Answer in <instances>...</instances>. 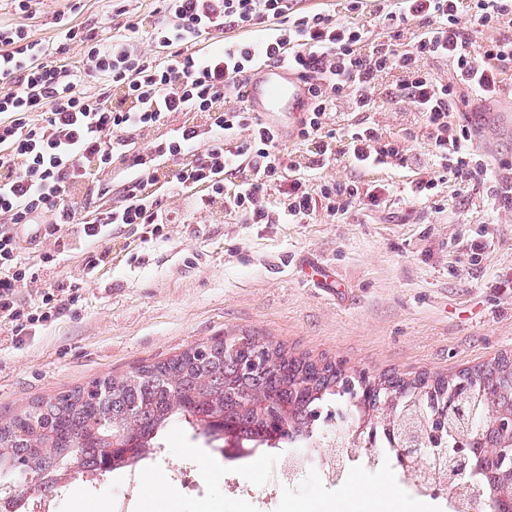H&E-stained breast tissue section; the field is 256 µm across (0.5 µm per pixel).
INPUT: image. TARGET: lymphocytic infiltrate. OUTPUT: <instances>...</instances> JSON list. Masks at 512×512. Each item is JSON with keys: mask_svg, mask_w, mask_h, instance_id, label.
Segmentation results:
<instances>
[{"mask_svg": "<svg viewBox=\"0 0 512 512\" xmlns=\"http://www.w3.org/2000/svg\"><path fill=\"white\" fill-rule=\"evenodd\" d=\"M163 3L151 23L113 6L123 32L108 38L56 14L53 45L0 23V322L21 332L51 321L80 288L76 279L58 284L24 309L20 286L39 280L54 256L22 259L13 232L21 224L42 225L58 247L83 240L89 275L104 263L112 229L139 225L157 235L179 223L172 195L245 224H309L320 213L339 222L393 196L369 173L414 166L431 174L413 188L422 201L454 184L483 224L495 205H512V171L490 169L457 118L464 94L504 93L512 0H338L331 13L297 0ZM224 30L246 37L202 49ZM142 32L154 52L138 48ZM73 47L77 68L63 59ZM262 62L288 64L306 79L311 105L296 142L312 155L284 151L246 106L244 83ZM90 81L100 86L92 96ZM384 104L422 119V150L385 135L372 117ZM34 112L40 123H31ZM184 112L195 122L171 126ZM343 159L356 177L319 179ZM111 172L122 177L121 204L91 211L101 175Z\"/></svg>", "mask_w": 512, "mask_h": 512, "instance_id": "obj_1", "label": "lymphocytic infiltrate"}]
</instances>
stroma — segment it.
<instances>
[{
    "mask_svg": "<svg viewBox=\"0 0 512 512\" xmlns=\"http://www.w3.org/2000/svg\"><path fill=\"white\" fill-rule=\"evenodd\" d=\"M108 28L105 0H43L37 14L0 0V22L33 38L56 37L55 14ZM181 215L164 236L138 226L113 231L108 263L85 278L75 306L15 334L0 325V418L37 400L166 361L224 336L253 335L289 352L374 376H450L512 354V208L490 224L471 216L453 189L441 209L395 199L336 223L241 224L219 208L172 199ZM86 244L72 243L40 281L22 286L24 306L56 280L78 274ZM164 452L143 471L159 476L174 512H450L444 494L420 493L393 462L353 463L337 482L313 438L298 480L269 486L291 448L225 457L184 427L166 430ZM192 468L202 497L182 495L171 476ZM124 471L91 487L72 476L56 512H109ZM386 496H378V489Z\"/></svg>",
    "mask_w": 512,
    "mask_h": 512,
    "instance_id": "1",
    "label": "stroma"
}]
</instances>
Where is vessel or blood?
I'll use <instances>...</instances> for the list:
<instances>
[{
	"instance_id": "1",
	"label": "vessel or blood",
	"mask_w": 512,
	"mask_h": 512,
	"mask_svg": "<svg viewBox=\"0 0 512 512\" xmlns=\"http://www.w3.org/2000/svg\"><path fill=\"white\" fill-rule=\"evenodd\" d=\"M246 104L259 121L281 138L295 139L309 108L306 85L300 75L283 64H263L246 84Z\"/></svg>"
}]
</instances>
